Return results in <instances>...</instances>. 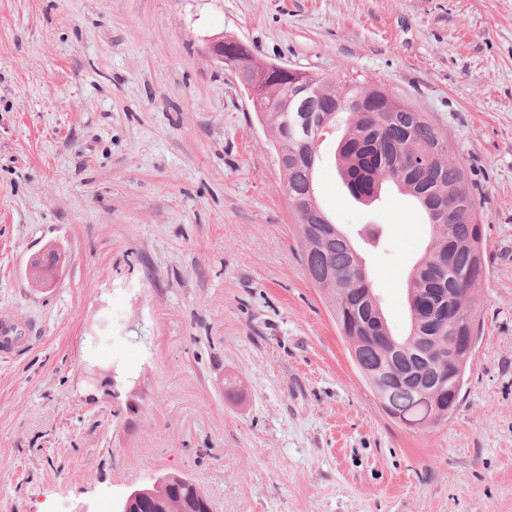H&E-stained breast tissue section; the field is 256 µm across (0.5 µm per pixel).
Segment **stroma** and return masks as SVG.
Wrapping results in <instances>:
<instances>
[{"label":"stroma","mask_w":512,"mask_h":512,"mask_svg":"<svg viewBox=\"0 0 512 512\" xmlns=\"http://www.w3.org/2000/svg\"><path fill=\"white\" fill-rule=\"evenodd\" d=\"M219 34L383 82L470 171L483 324L447 421L405 429L354 367ZM335 146L318 201L404 335L423 214L353 201ZM0 318L39 327L0 361V512H110L169 474L214 512H512V0H0ZM242 42L233 39L227 38L224 48V35L212 37L206 47L207 53L213 59L217 60L220 63H224L225 59L229 57H233L237 54V47L242 46ZM225 53V56H224ZM225 66V63H224Z\"/></svg>","instance_id":"obj_1"}]
</instances>
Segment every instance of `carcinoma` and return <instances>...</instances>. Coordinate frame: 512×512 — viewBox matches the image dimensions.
Masks as SVG:
<instances>
[{
    "label": "carcinoma",
    "instance_id": "cac0c4a2",
    "mask_svg": "<svg viewBox=\"0 0 512 512\" xmlns=\"http://www.w3.org/2000/svg\"><path fill=\"white\" fill-rule=\"evenodd\" d=\"M244 77L261 90L258 120L272 133V149L296 220L300 259L308 280L325 299L339 334L365 345L362 378L383 411L411 430L448 419V403L429 392L389 384L387 373H400L403 359L384 344L391 335L370 282L367 266L351 241L317 203L314 181L316 133L346 115L337 149L338 174L356 200H369L386 184L414 198L430 228L425 256L413 269L408 302L421 301L437 288L440 299L466 319L465 334L479 336L481 314L476 295L485 274L487 240L478 221L477 188L465 166L454 158V145L426 112L393 95L382 83H361L347 76H305L292 84L256 64L244 47L234 58ZM448 259V267L438 265ZM472 357L462 355L448 373V388L460 396ZM212 512V502L194 481L158 496V512Z\"/></svg>",
    "mask_w": 512,
    "mask_h": 512
}]
</instances>
